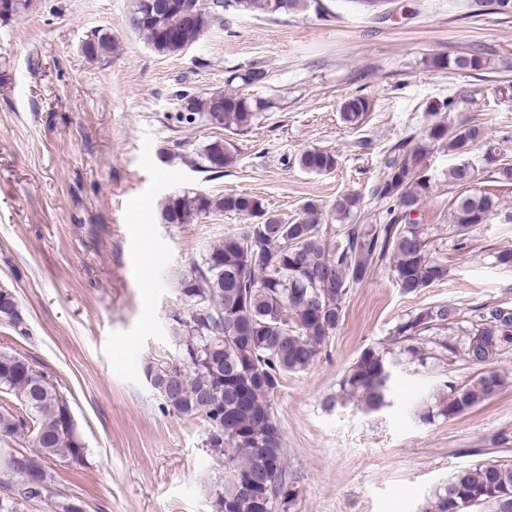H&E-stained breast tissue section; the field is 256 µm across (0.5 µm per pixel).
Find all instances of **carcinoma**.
Segmentation results:
<instances>
[{
    "mask_svg": "<svg viewBox=\"0 0 512 512\" xmlns=\"http://www.w3.org/2000/svg\"><path fill=\"white\" fill-rule=\"evenodd\" d=\"M157 0H131L126 26L160 55H176L197 43L216 23L224 9L275 16L308 8L311 0H186L187 7L162 14ZM473 13L495 12L512 0H468ZM34 0H0V20L21 18ZM118 43L112 33L98 29L86 36L82 52L96 60L112 54ZM429 64L436 70L480 71L487 64L485 46L477 44L463 55L435 54ZM261 68L229 72L225 84L205 95H184L179 119L192 124L203 120L228 132L249 128L264 101L252 100L233 84L264 83ZM371 110L364 96L346 98L341 119L351 128L361 125ZM447 146L459 161L448 171V181L463 189L455 200L453 223L459 245L467 243L472 228L503 217L499 198L471 187L476 170L469 155L485 147L484 161L492 181L512 186V163L497 158L486 145L478 124L455 126L446 121L429 125L420 139L409 137L398 154L386 161L387 171L374 185L372 196L388 204L380 224L354 222L363 207L361 195L346 193L333 204L343 222L341 242L328 243L321 206L309 202L291 220L269 211L262 199L242 193L213 196L198 191L169 195L163 203L165 224H189L224 214L250 220L246 230L229 234L206 247L177 280L179 307L172 312L169 330L178 352L174 362H149L144 374L163 401V410L199 418L206 424L204 447L222 457L224 471L209 488L212 512H289L297 490L287 483L282 437L271 396L288 373L307 371L319 360L344 316L350 288L360 284L379 262L389 260L398 287L415 293L447 274L443 261L430 253L423 229L411 213L433 188L426 158L436 146ZM237 161L230 139L206 143L189 163L203 172L220 174ZM298 166L315 174L332 172L336 155L309 148L297 157ZM457 309L438 305L408 316L396 326L400 339L409 342L400 354L424 362L422 347L412 340L456 319ZM0 324L27 336L19 301L0 286ZM448 355L461 354L482 369L465 384L446 382L417 409L421 421L436 416L453 418L499 393L505 381L489 366L512 352V307L484 309L461 340L439 342ZM393 352L383 346L362 350L340 382L339 391L325 398L333 409L344 400H356L362 411L379 412L391 405ZM0 394L15 404L0 405V438L30 433L32 448L0 455V474L18 479L15 488L0 495V512H18L23 501H50V463L79 461L85 446L69 403L56 382L23 356L0 350ZM512 460H491L457 470L427 501L422 512H455L457 502L487 505L491 512H512Z\"/></svg>",
    "mask_w": 512,
    "mask_h": 512,
    "instance_id": "cac0c4a2",
    "label": "carcinoma"
}]
</instances>
